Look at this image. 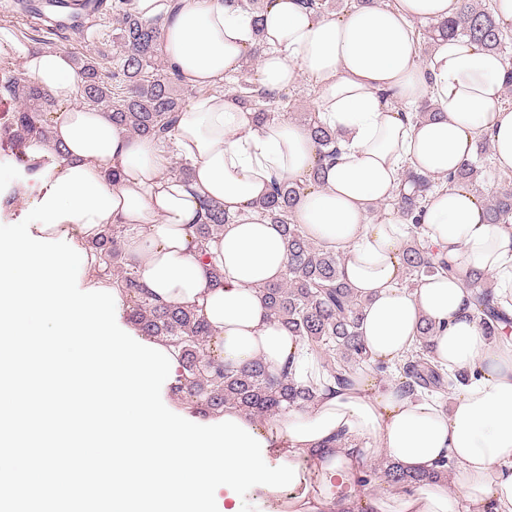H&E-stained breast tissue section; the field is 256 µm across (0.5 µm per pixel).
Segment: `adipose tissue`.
<instances>
[{"mask_svg": "<svg viewBox=\"0 0 512 512\" xmlns=\"http://www.w3.org/2000/svg\"><path fill=\"white\" fill-rule=\"evenodd\" d=\"M460 0H371L340 15L316 14L301 0H266L261 28L227 0H135L159 21L161 54L189 86L211 92L193 100L171 148L131 137L105 114L74 105L80 77L58 49L34 50L0 26V51L58 103L52 135L66 149L54 176L33 182L42 200L68 169L88 170L117 200L98 226L63 221L46 237L68 235L87 253L81 280L99 284L92 243L105 228L132 224L125 254L142 284L161 302L193 310L212 329L216 360L239 367L261 362L290 368L296 383L321 377L319 361L300 337L271 315L264 285L279 282L287 251L278 225L258 207L273 181H304L317 162L305 128L288 120L255 125L222 89L262 44L256 81L271 92L297 73L315 82L314 101L338 138V155L319 183L308 185L293 217L307 235L345 257V280L365 304L360 335L372 364L394 365L414 346L423 319L439 332L432 360L449 375L466 374L447 398L411 395L367 369L349 384L318 389L307 410L281 423L279 454L302 463L289 512H512V327L486 335L472 315V292L460 275L479 271L498 303L512 300V224H491L485 200L445 177L489 137L494 166L512 171V109L502 103L512 62L466 37L442 36L423 50L416 24L454 17ZM431 99L438 117L416 120L413 107ZM188 162L192 177L171 173L168 151ZM435 180L421 217V240L444 253L458 277H423L403 285L406 222L379 213L406 171ZM210 205L229 224L198 254L195 226ZM219 272V284L210 281ZM408 474L451 473V485L397 487L363 494L356 477L375 456Z\"/></svg>", "mask_w": 512, "mask_h": 512, "instance_id": "ef3b65f1", "label": "adipose tissue"}]
</instances>
